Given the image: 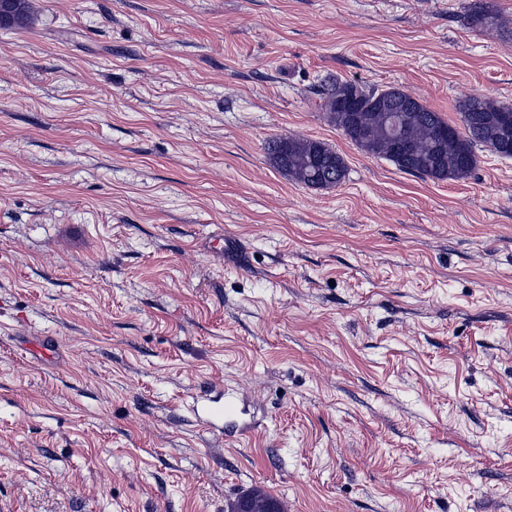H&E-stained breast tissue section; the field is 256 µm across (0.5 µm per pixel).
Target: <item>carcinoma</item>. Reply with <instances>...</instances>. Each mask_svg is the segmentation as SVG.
<instances>
[{
  "label": "carcinoma",
  "mask_w": 512,
  "mask_h": 512,
  "mask_svg": "<svg viewBox=\"0 0 512 512\" xmlns=\"http://www.w3.org/2000/svg\"><path fill=\"white\" fill-rule=\"evenodd\" d=\"M468 19L474 26L495 22V16L478 0L471 4ZM354 88L361 93V106L353 111L339 108L336 97ZM320 94L330 121L362 151L385 158L402 171L437 180L468 176L476 165L474 147L478 144L505 155L496 124L506 116L512 129V107L487 98L472 97L461 105L460 130L398 88L378 90L330 77L324 80ZM404 105L408 109L403 113V128L411 146L400 150L386 139V127L389 111ZM266 150L288 177L310 187H334L346 176L343 158L318 141L276 137L267 142ZM227 512H282V508L272 496L253 489L230 502Z\"/></svg>",
  "instance_id": "cac0c4a2"
}]
</instances>
